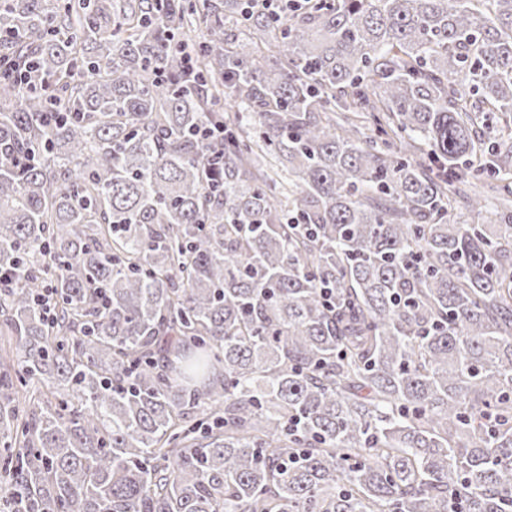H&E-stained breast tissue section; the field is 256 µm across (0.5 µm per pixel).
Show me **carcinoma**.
Returning a JSON list of instances; mask_svg holds the SVG:
<instances>
[{
	"instance_id": "carcinoma-1",
	"label": "carcinoma",
	"mask_w": 512,
	"mask_h": 512,
	"mask_svg": "<svg viewBox=\"0 0 512 512\" xmlns=\"http://www.w3.org/2000/svg\"><path fill=\"white\" fill-rule=\"evenodd\" d=\"M269 2L0 0V512H512V0Z\"/></svg>"
}]
</instances>
